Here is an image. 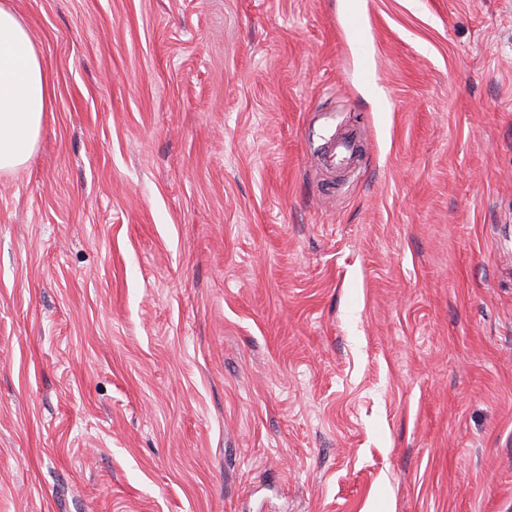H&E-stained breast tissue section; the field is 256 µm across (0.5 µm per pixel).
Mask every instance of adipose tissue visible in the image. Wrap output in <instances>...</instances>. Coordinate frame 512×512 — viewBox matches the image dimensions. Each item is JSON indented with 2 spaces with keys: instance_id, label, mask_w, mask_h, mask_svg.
<instances>
[{
  "instance_id": "1",
  "label": "adipose tissue",
  "mask_w": 512,
  "mask_h": 512,
  "mask_svg": "<svg viewBox=\"0 0 512 512\" xmlns=\"http://www.w3.org/2000/svg\"><path fill=\"white\" fill-rule=\"evenodd\" d=\"M51 79L12 9L0 6V171L21 168L51 105Z\"/></svg>"
}]
</instances>
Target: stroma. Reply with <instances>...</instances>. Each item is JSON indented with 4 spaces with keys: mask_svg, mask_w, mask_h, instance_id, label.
Instances as JSON below:
<instances>
[{
    "mask_svg": "<svg viewBox=\"0 0 512 512\" xmlns=\"http://www.w3.org/2000/svg\"><path fill=\"white\" fill-rule=\"evenodd\" d=\"M351 2L6 0L0 512H512V0ZM51 79L27 29L0 6V171L21 168L38 142L51 105Z\"/></svg>",
    "mask_w": 512,
    "mask_h": 512,
    "instance_id": "obj_1",
    "label": "stroma"
}]
</instances>
